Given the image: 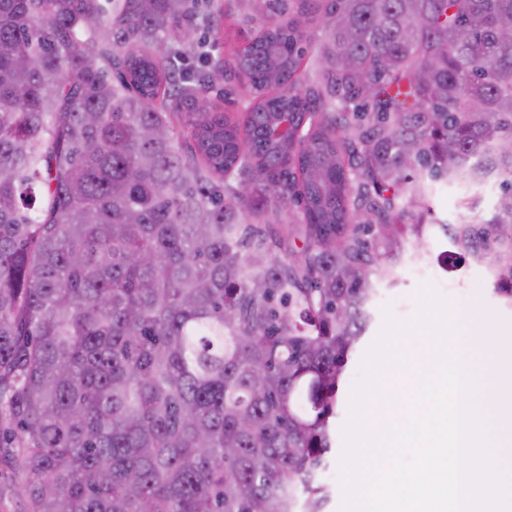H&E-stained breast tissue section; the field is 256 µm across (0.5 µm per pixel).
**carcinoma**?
I'll return each mask as SVG.
<instances>
[{
  "mask_svg": "<svg viewBox=\"0 0 512 512\" xmlns=\"http://www.w3.org/2000/svg\"><path fill=\"white\" fill-rule=\"evenodd\" d=\"M190 2L0 0V456L27 512H324L374 280L439 182L498 183L451 238L512 302V0H250L274 22L232 64L171 47ZM233 78L243 122L171 130ZM283 112L304 144L271 138ZM289 199L286 236L247 221Z\"/></svg>",
  "mask_w": 512,
  "mask_h": 512,
  "instance_id": "carcinoma-1",
  "label": "carcinoma"
}]
</instances>
